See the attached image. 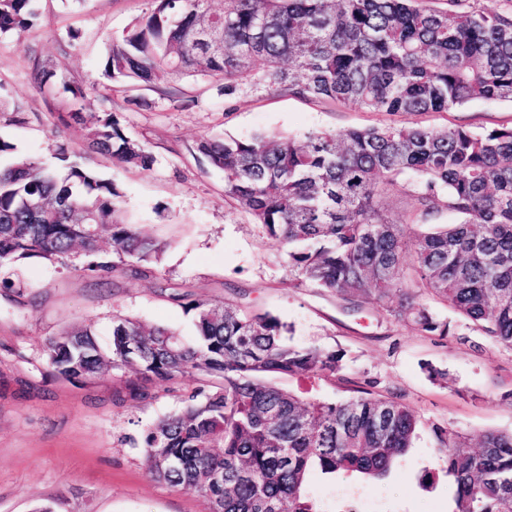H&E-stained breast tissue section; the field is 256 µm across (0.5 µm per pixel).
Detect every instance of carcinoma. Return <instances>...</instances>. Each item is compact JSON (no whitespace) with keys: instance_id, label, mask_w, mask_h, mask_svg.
Returning a JSON list of instances; mask_svg holds the SVG:
<instances>
[{"instance_id":"cac0c4a2","label":"carcinoma","mask_w":512,"mask_h":512,"mask_svg":"<svg viewBox=\"0 0 512 512\" xmlns=\"http://www.w3.org/2000/svg\"><path fill=\"white\" fill-rule=\"evenodd\" d=\"M34 0H0V35L37 20ZM153 0L150 14L107 38L104 77L158 88L203 75L231 98L239 82L270 94L337 108L390 114L446 112L482 99L512 102V0L486 11L477 0ZM218 27L221 53L196 38ZM89 147L143 170L152 154L127 136L110 108L95 118ZM196 150L224 173V194L277 239L289 272L345 299L371 298L425 332L449 334L421 302L453 310L480 335L512 349V126L385 125L309 131L300 138L259 134L203 138ZM59 173L22 156L0 166V291L22 293L15 270L32 259L70 267L100 285L120 262L134 278L152 273L167 247L126 223L116 186L71 159ZM409 189L408 220L383 206ZM445 214L456 222L433 232ZM108 231L109 248L99 246ZM118 261H113V258ZM169 299L192 314L196 337L112 320L102 348L92 324L47 344L66 380H93L127 368L143 386L178 376L209 378L173 412L147 426L141 448L153 477L205 497L222 512H321L304 494L312 470L386 477L422 427L394 399L339 401L300 396L273 379L327 377L343 355L285 342L288 325L267 312ZM443 471L456 486L453 512H512V432L478 443L450 425L429 427Z\"/></svg>"}]
</instances>
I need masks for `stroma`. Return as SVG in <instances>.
<instances>
[{
	"label": "stroma",
	"instance_id": "obj_1",
	"mask_svg": "<svg viewBox=\"0 0 512 512\" xmlns=\"http://www.w3.org/2000/svg\"><path fill=\"white\" fill-rule=\"evenodd\" d=\"M40 20L21 38L0 36V138L18 154L52 165L59 146L86 153L87 125L113 107L125 133L154 156L151 170L100 154L86 163L122 192L120 214L168 246L152 274L134 278L115 269L107 285L81 272L30 261L22 294L0 295V512H209L202 496L152 478L140 434L205 388L203 376H180L131 395L127 369L93 383L51 377L46 348L62 331L93 323L108 341L122 313L193 339L190 314L171 293L268 312L287 323L292 344L343 351L336 374L306 381L281 377L283 388L324 400L367 391L397 398L424 421L408 454L380 481L330 478L312 472L306 489L324 512H344L358 500L368 512H452L455 486L440 475L428 423L452 425L477 437L512 430V350L467 328L448 308L435 312L447 336L422 331L373 303L352 312L341 297L300 283L284 264L280 243L224 195V174L194 150L206 137L257 133L302 136L312 130L379 125H465L472 130L512 125V103L475 100L448 112H365L270 95L241 81L225 98L204 77L173 81V94L152 88H108L102 76L105 39L149 13L152 0H36ZM56 73L37 87L30 56ZM85 89L74 99L71 90ZM80 109L83 123L62 126L58 113ZM441 370L430 378L427 366ZM437 471L424 487L425 470Z\"/></svg>",
	"mask_w": 512,
	"mask_h": 512
}]
</instances>
